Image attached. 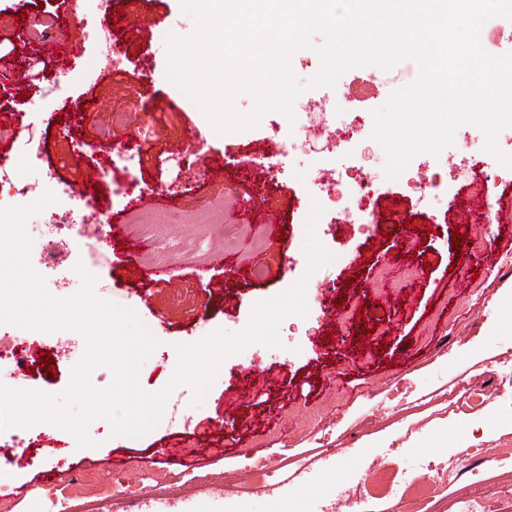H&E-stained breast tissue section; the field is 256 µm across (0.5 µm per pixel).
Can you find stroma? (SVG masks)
<instances>
[{
  "mask_svg": "<svg viewBox=\"0 0 512 512\" xmlns=\"http://www.w3.org/2000/svg\"><path fill=\"white\" fill-rule=\"evenodd\" d=\"M123 8L114 39L126 54L122 70L102 71L97 46L79 21L67 18L64 0H0V45H11L25 78L15 83L0 74V91L10 103L0 108V161L17 169L33 187L44 173L55 182L73 181L77 167L96 166L119 145L137 151L134 170L113 164L100 179L96 204L112 228L103 243L110 264L94 268L110 286L108 299L135 310L161 345L143 365L139 383L161 390L177 363L178 344H195L204 333L242 331L253 305L290 288L303 274L306 219L312 198L308 186L325 167L321 146L311 142L301 159L277 158V183L251 175L257 141L287 140L295 127L284 114L269 111L255 127L215 132L205 150L194 146L196 129L210 122L197 104L165 78L166 38L196 29L179 0H112ZM67 44L81 38L82 57H50L34 37L35 27ZM314 36L295 51L290 68L305 94L335 100L373 75V68L346 71L335 87H308V72L319 68ZM59 76L53 98L43 99L47 78ZM59 126H51L54 118ZM157 136L139 140L142 123ZM440 155L415 156L395 180L378 186L382 224L362 227L344 214H322L315 224L319 241L334 261L309 280L306 317L280 324L281 344H253L227 356L223 382L213 384L191 426L162 418L146 435L99 438L78 447L68 431L52 427L56 447L35 445L24 465L0 468V492L12 512H53L51 495L75 505L102 501V512H123L124 491L140 493L138 512H512V469L495 459H512V169L485 150L472 157L474 170L499 175L494 190L499 223L470 227L466 211L468 173L447 180L448 202L427 210L417 201L416 184L439 172ZM226 156L221 171L198 173L199 154ZM134 178L144 196L136 221L123 209L119 189ZM182 183L169 191L173 180ZM218 208L225 223L237 225L234 240L223 225L199 235L197 212ZM425 223L428 237L409 228ZM466 237L461 253L452 233ZM143 237L148 252L128 258L119 242ZM168 266L173 287L157 285L149 271L155 252L175 243ZM394 268L421 266L418 278L395 277L398 294L381 301L387 285L377 271L386 256ZM150 295L142 304L140 295ZM360 298L367 313L345 319L337 299ZM51 353L55 375L34 370L27 390L58 395L71 382L75 361L55 355L57 333L39 332ZM240 399L241 418L224 421V400ZM186 445L181 465L168 462L172 446ZM264 459L273 470L266 483H254L249 469ZM436 462L428 472L435 491L424 501L391 483L399 472L416 471L422 460ZM452 462L453 471L439 469ZM55 480L42 481L45 470ZM350 500L337 499V488Z\"/></svg>",
  "mask_w": 512,
  "mask_h": 512,
  "instance_id": "obj_1",
  "label": "stroma"
}]
</instances>
